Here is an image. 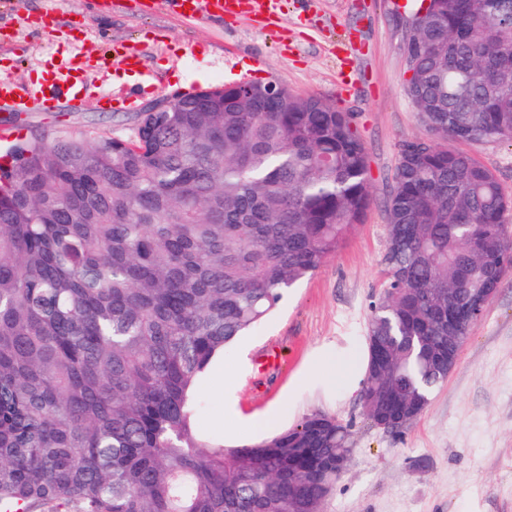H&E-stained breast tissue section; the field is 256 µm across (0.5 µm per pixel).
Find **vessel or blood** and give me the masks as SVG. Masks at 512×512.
<instances>
[{
  "label": "vessel or blood",
  "instance_id": "obj_1",
  "mask_svg": "<svg viewBox=\"0 0 512 512\" xmlns=\"http://www.w3.org/2000/svg\"><path fill=\"white\" fill-rule=\"evenodd\" d=\"M153 8L191 18H221L251 14L268 16L283 9L284 0H152ZM116 62L124 70L147 78L148 71L142 51L129 48L117 52ZM87 63L80 58H62L49 69L39 85H29L0 76V112L20 116L35 110L55 112L77 109L86 103L78 87L85 80Z\"/></svg>",
  "mask_w": 512,
  "mask_h": 512
}]
</instances>
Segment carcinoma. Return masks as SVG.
<instances>
[{"instance_id":"carcinoma-1","label":"carcinoma","mask_w":512,"mask_h":512,"mask_svg":"<svg viewBox=\"0 0 512 512\" xmlns=\"http://www.w3.org/2000/svg\"><path fill=\"white\" fill-rule=\"evenodd\" d=\"M512 0H428L406 90L383 295L360 394L377 425L448 378L470 288L512 272V198L446 141L512 143ZM143 112L129 138L32 133L0 155V508L322 512L348 429L314 412L259 441L198 433L197 384L345 243L371 200L350 113L229 83Z\"/></svg>"}]
</instances>
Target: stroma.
Listing matches in <instances>:
<instances>
[{"label":"stroma","instance_id":"stroma-1","mask_svg":"<svg viewBox=\"0 0 512 512\" xmlns=\"http://www.w3.org/2000/svg\"><path fill=\"white\" fill-rule=\"evenodd\" d=\"M54 2L56 28L31 20ZM25 0L16 23L0 0V23H16L14 79L34 82L56 53L93 60L77 112H30L16 125L52 140L133 133L141 110L165 105L189 87L277 82L354 115L370 160L372 199L343 247L292 289L275 314L225 355L199 384L197 429L225 444L260 439L317 411L347 426L351 461L324 512H512V274L474 325L456 368L424 413L390 434L365 419L361 383L326 385L325 353L352 360L364 346L371 305L382 291L386 200L401 142L423 128L406 95L404 39L421 0H288L261 19L187 20L142 0ZM138 48L153 78L119 81L113 49ZM138 95L135 109L103 108L96 97ZM458 150L495 172L512 197V144L461 142ZM278 368L256 375L253 356L268 344Z\"/></svg>","mask_w":512,"mask_h":512}]
</instances>
